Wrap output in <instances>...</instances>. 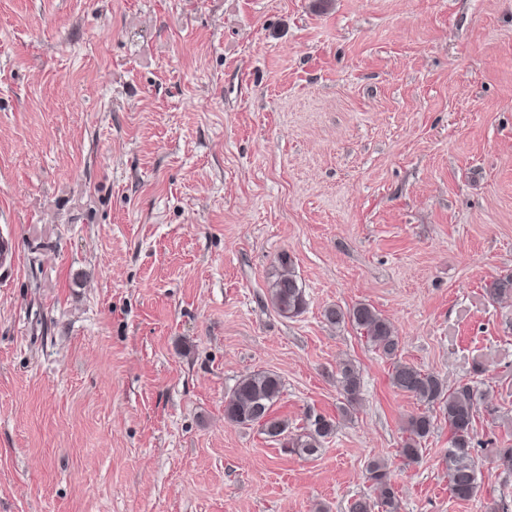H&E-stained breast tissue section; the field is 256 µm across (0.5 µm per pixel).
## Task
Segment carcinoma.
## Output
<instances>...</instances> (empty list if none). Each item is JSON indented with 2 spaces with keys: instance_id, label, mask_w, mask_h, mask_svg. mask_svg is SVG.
Instances as JSON below:
<instances>
[{
  "instance_id": "carcinoma-1",
  "label": "carcinoma",
  "mask_w": 512,
  "mask_h": 512,
  "mask_svg": "<svg viewBox=\"0 0 512 512\" xmlns=\"http://www.w3.org/2000/svg\"><path fill=\"white\" fill-rule=\"evenodd\" d=\"M279 263L282 271L271 282L270 303L281 316L295 318L305 310V288L292 271V260L288 255H281ZM486 293L494 303L512 298V274L492 281ZM325 317L336 326L350 322L376 351L393 361L392 387L423 404L439 407L448 421V490L459 500L474 498L478 493V479L473 456L477 412V393L473 388L468 384L450 387L438 376L397 359V331L386 316L369 304L359 303L345 311L332 307L326 310ZM336 383L347 405L354 406L359 399L361 376L352 362L346 361L339 366ZM282 391L283 382L276 373L261 371L246 375L225 397L224 420L238 426L257 424L267 438L301 456L318 454L322 442L334 434L336 423L322 415H311L307 417L303 433L290 434L288 422L273 412ZM433 428V419L425 412L408 417L404 426L406 437L399 450L407 463L418 461L422 442L431 435ZM366 472L373 494L353 500L349 512H398V492L387 463L372 460L367 464Z\"/></svg>"
}]
</instances>
